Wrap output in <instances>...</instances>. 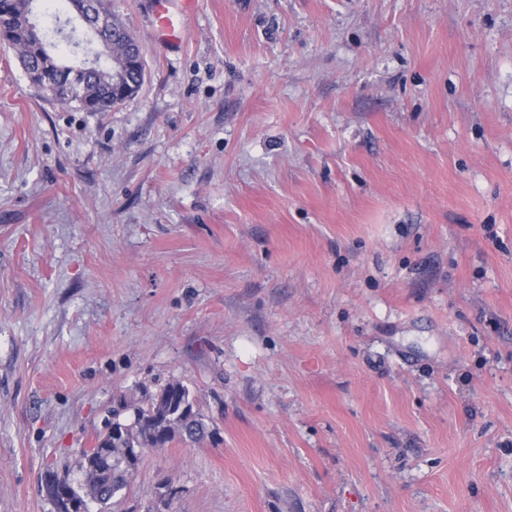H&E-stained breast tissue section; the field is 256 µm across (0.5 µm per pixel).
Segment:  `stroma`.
<instances>
[{
	"label": "stroma",
	"mask_w": 512,
	"mask_h": 512,
	"mask_svg": "<svg viewBox=\"0 0 512 512\" xmlns=\"http://www.w3.org/2000/svg\"><path fill=\"white\" fill-rule=\"evenodd\" d=\"M107 3L109 111L0 44V512L173 381L120 512H512V0ZM152 9L156 18L155 33L157 39L168 46H177L181 42L184 14L195 0H152Z\"/></svg>",
	"instance_id": "stroma-1"
}]
</instances>
